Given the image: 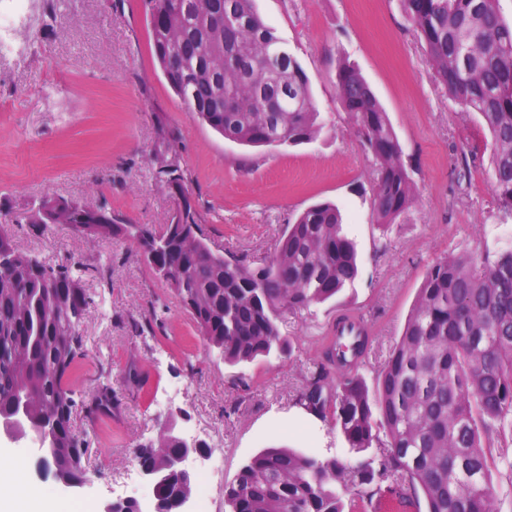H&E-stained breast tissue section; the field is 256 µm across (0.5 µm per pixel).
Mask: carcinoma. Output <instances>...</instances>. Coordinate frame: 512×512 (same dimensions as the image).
Returning a JSON list of instances; mask_svg holds the SVG:
<instances>
[{"mask_svg":"<svg viewBox=\"0 0 512 512\" xmlns=\"http://www.w3.org/2000/svg\"><path fill=\"white\" fill-rule=\"evenodd\" d=\"M153 50L186 109L225 139L260 147L284 136L297 146L323 123L298 59L254 7V0H144ZM424 46L434 79L448 97L478 115L491 141L490 187L512 217V21L500 0H401ZM336 94L376 172L373 221L387 228L418 201L388 113L356 66L335 70ZM157 179L187 191L180 168L163 162ZM62 218L87 236L125 235L155 242L166 284L207 346L224 363H252L291 353L284 312L324 303L360 272L354 241L338 205L321 201L285 226L263 267L215 250L186 203L179 220L195 227L192 246L179 229L122 220L74 198L49 197L26 212L29 224ZM90 297L73 271L19 250L0 224V411L27 397L32 428H50L54 478L85 480V448L73 416L112 415V382L101 374L94 396L78 400L69 377L86 356L79 330ZM330 340L296 404L330 420L355 465L296 448L267 447L224 486L226 512H504L512 505V249L466 251L437 259L424 273L402 332L368 385L346 353L370 347ZM136 459L155 468L169 456L147 447ZM156 492L160 512L193 491L176 472Z\"/></svg>","mask_w":512,"mask_h":512,"instance_id":"cac0c4a2","label":"carcinoma"}]
</instances>
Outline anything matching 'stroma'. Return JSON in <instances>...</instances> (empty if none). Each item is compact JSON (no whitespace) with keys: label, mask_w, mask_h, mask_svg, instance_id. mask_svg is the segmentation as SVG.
Segmentation results:
<instances>
[{"label":"stroma","mask_w":512,"mask_h":512,"mask_svg":"<svg viewBox=\"0 0 512 512\" xmlns=\"http://www.w3.org/2000/svg\"><path fill=\"white\" fill-rule=\"evenodd\" d=\"M38 34L19 61L0 63V224L16 247L60 266L80 264L93 300L81 334L87 355L70 377L90 399L107 369L117 399L98 424L78 413L92 480L83 489L108 500L114 472L133 450L156 443L168 426L212 424L223 436L224 479L232 481L262 448L352 455L330 421L293 416L294 398L338 314L355 311L372 328L365 371L384 362L427 267L451 252L512 248V217L498 211L489 167L462 165L484 145L474 113L450 101L428 66L400 0H255L308 75L325 127L311 143L245 147L224 140L185 109L152 50L143 0H36ZM356 65L387 111L420 201L405 223L382 230L372 219L374 167L336 97L338 59ZM176 152L200 214L203 236L225 255L257 268L285 225L319 201L336 202L354 239L360 274L339 297L287 312L280 329L293 352L243 367L208 347L177 297L141 255L137 242L95 238L27 224L42 197L75 198L161 230L181 203L155 178V156ZM112 320L101 325L98 305ZM164 364H156V355ZM181 400L157 408L172 384Z\"/></svg>","instance_id":"stroma-1"}]
</instances>
